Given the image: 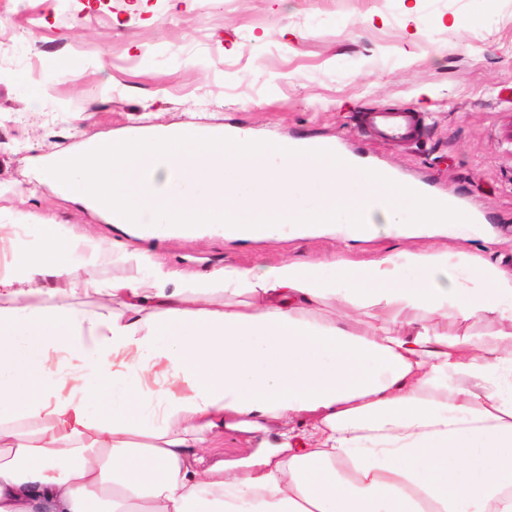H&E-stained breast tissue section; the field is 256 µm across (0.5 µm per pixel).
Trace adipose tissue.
<instances>
[{"mask_svg": "<svg viewBox=\"0 0 512 512\" xmlns=\"http://www.w3.org/2000/svg\"><path fill=\"white\" fill-rule=\"evenodd\" d=\"M39 173L119 235L35 220L0 269V512H512V273L467 250L474 225L439 221L447 200L194 124ZM380 228L412 247L351 260ZM283 229L345 250L188 279L146 246ZM87 266L146 276L101 287ZM326 300L376 322L328 319ZM484 314L498 332L436 327ZM270 422L244 472L206 464L222 432Z\"/></svg>", "mask_w": 512, "mask_h": 512, "instance_id": "ef3b65f1", "label": "adipose tissue"}]
</instances>
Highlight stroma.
<instances>
[{"instance_id": "stroma-1", "label": "stroma", "mask_w": 512, "mask_h": 512, "mask_svg": "<svg viewBox=\"0 0 512 512\" xmlns=\"http://www.w3.org/2000/svg\"><path fill=\"white\" fill-rule=\"evenodd\" d=\"M442 25H435V18ZM460 19L457 28L448 20ZM72 71L30 100L44 60ZM424 115L411 144L361 115ZM195 121L301 145L330 143L481 217L469 243L512 272V8L505 0H15L0 15V224H90L36 169L102 135ZM189 276L224 263L321 260L332 238L150 242ZM257 435L228 430L212 460L238 470Z\"/></svg>"}]
</instances>
